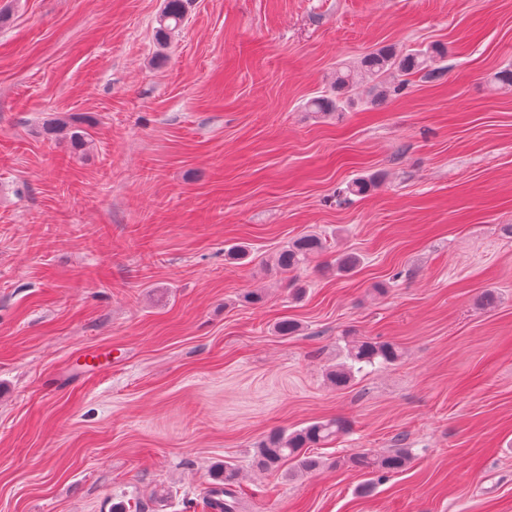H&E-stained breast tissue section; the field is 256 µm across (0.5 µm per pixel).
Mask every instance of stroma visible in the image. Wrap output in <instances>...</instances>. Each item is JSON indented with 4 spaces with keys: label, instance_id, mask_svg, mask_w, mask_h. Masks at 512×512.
Listing matches in <instances>:
<instances>
[{
    "label": "stroma",
    "instance_id": "35a3bbf8",
    "mask_svg": "<svg viewBox=\"0 0 512 512\" xmlns=\"http://www.w3.org/2000/svg\"><path fill=\"white\" fill-rule=\"evenodd\" d=\"M162 8L0 0V512H204L227 463L241 512H512V0H188L160 46ZM433 45L443 80L309 111L338 67ZM356 338L401 357L333 387ZM334 417L318 470L253 472ZM397 446L383 481L342 463ZM325 250V241L319 235H304L278 252L276 265L284 272H291L306 265L311 258ZM345 424L339 419L312 421L307 426L286 432L275 430L267 434L258 443L253 453L254 466L265 472H279L285 464L294 463L297 469H288L285 477H292L295 472L308 473L316 470L318 459L307 452L309 448L337 439L345 432Z\"/></svg>",
    "mask_w": 512,
    "mask_h": 512
}]
</instances>
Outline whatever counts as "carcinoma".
I'll return each mask as SVG.
<instances>
[{
	"mask_svg": "<svg viewBox=\"0 0 512 512\" xmlns=\"http://www.w3.org/2000/svg\"><path fill=\"white\" fill-rule=\"evenodd\" d=\"M185 0H165L164 7L157 19L155 39L164 45L170 35L185 23ZM443 55L439 47L419 50L415 53L401 54L391 48L371 53L360 61L358 67H343L336 70L332 89L336 97L325 96L312 99L308 107L313 112H333L339 107L340 97L353 87L364 82L370 84L369 92L384 97L390 92L397 93L418 77L429 81H440L446 70L438 64ZM46 133L54 138L64 135L74 141H80L86 132L73 129L70 121L57 118L46 123ZM326 250L325 241L316 234L304 235L284 246L277 254L276 265L284 272H291L306 265L311 258ZM360 265V257L355 253H341L336 257V272L349 274ZM400 357L397 345L390 342L359 341L346 347L345 360L329 371L330 383L337 387H346L355 374L365 365L390 364ZM345 432V424L339 419L316 420L307 426L286 432L275 430L267 434L258 443L253 453L254 466L265 472H278L285 464L293 463L295 470H287L284 475L308 473L319 467L318 459L308 452L324 443L338 438ZM411 459L407 448H396L384 455L361 453L349 457L348 465L354 470L364 472L380 481L393 473L405 469ZM219 477L224 482V506L222 512H237L239 498L235 486L238 483V468L226 463Z\"/></svg>",
	"mask_w": 512,
	"mask_h": 512,
	"instance_id": "obj_1",
	"label": "carcinoma"
}]
</instances>
